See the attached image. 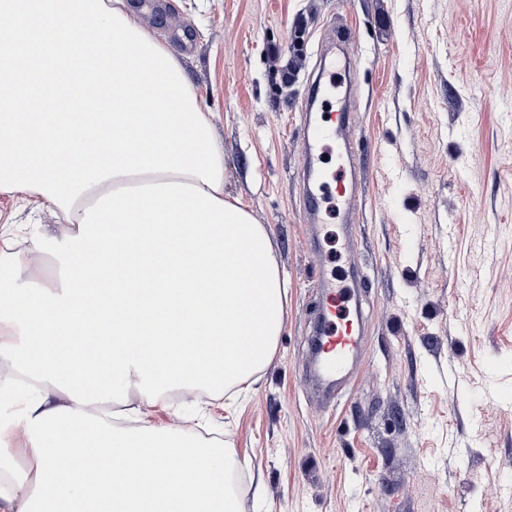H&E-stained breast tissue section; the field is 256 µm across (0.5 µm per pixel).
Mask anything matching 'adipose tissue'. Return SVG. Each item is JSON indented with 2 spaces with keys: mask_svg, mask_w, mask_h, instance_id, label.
<instances>
[{
  "mask_svg": "<svg viewBox=\"0 0 512 512\" xmlns=\"http://www.w3.org/2000/svg\"><path fill=\"white\" fill-rule=\"evenodd\" d=\"M0 190L64 210L76 227L59 289H4L25 329L24 373L65 387L34 406L39 490L8 448L18 512H240L235 451L89 407L116 381L153 406L176 385L210 391L271 365L287 289L267 228L224 191V153L168 44L124 0H0ZM83 276H74V269ZM90 322L95 348L52 347L50 327ZM88 471L63 481L60 464Z\"/></svg>",
  "mask_w": 512,
  "mask_h": 512,
  "instance_id": "adipose-tissue-1",
  "label": "adipose tissue"
}]
</instances>
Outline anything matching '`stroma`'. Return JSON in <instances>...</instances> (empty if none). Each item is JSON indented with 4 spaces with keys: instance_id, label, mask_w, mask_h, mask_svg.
I'll return each instance as SVG.
<instances>
[{
    "instance_id": "35a3bbf8",
    "label": "stroma",
    "mask_w": 512,
    "mask_h": 512,
    "mask_svg": "<svg viewBox=\"0 0 512 512\" xmlns=\"http://www.w3.org/2000/svg\"><path fill=\"white\" fill-rule=\"evenodd\" d=\"M167 38L288 284L273 363L245 399L173 389L143 409L235 448L243 512H512V0H126ZM355 33L345 137L366 192L306 244L301 103L336 24ZM300 70L285 79L288 63ZM74 229L0 191V276L64 285ZM55 256L11 272V253ZM365 322L342 395L305 378L319 274ZM29 406H0L29 492Z\"/></svg>"
}]
</instances>
